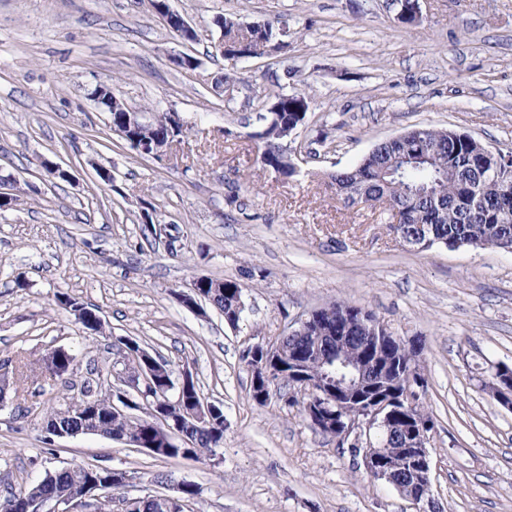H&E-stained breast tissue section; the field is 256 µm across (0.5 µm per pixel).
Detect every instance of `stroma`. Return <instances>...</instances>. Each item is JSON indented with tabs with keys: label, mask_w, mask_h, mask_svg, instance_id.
<instances>
[{
	"label": "stroma",
	"mask_w": 512,
	"mask_h": 512,
	"mask_svg": "<svg viewBox=\"0 0 512 512\" xmlns=\"http://www.w3.org/2000/svg\"><path fill=\"white\" fill-rule=\"evenodd\" d=\"M169 5L196 41L181 43L151 0H0V191L13 198L0 209V364L62 348L78 385L131 337L173 372L190 368L224 409V444L207 460L159 459L91 433L46 446L42 424L63 388L30 378L0 405V496L91 463L126 471L129 497L192 482V512H418L315 431L287 388L263 406L251 398L245 349L345 301L424 344L437 512H512V411L484 389L496 366L512 367V251L412 248L388 211L348 205L328 178L417 126L512 154V0H419L414 24L397 21L392 0ZM219 15L287 29L288 45L226 58ZM182 52L194 71L172 63ZM106 81L130 109L180 112L169 152L141 155L113 133L92 98ZM282 90L311 98L288 178L262 166L253 136ZM200 277L244 285L237 327L212 305L182 303ZM60 293L93 309L104 335L89 336Z\"/></svg>",
	"instance_id": "35a3bbf8"
}]
</instances>
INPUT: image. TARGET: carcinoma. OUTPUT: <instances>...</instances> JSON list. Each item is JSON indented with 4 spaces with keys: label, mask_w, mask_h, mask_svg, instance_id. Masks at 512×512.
I'll use <instances>...</instances> for the list:
<instances>
[{
    "label": "carcinoma",
    "mask_w": 512,
    "mask_h": 512,
    "mask_svg": "<svg viewBox=\"0 0 512 512\" xmlns=\"http://www.w3.org/2000/svg\"><path fill=\"white\" fill-rule=\"evenodd\" d=\"M287 93L275 95L280 101L281 111L270 113L271 123L268 138L262 140L260 161L263 166L276 165L288 168L289 155L284 143L292 135L289 128L300 121L299 114L286 107ZM482 144L465 133L424 127L420 133L406 132L401 140H385L353 168L338 170L331 175L336 192L351 205H373L384 198L398 208L401 223L393 230L408 237H419L427 247L435 244L473 247H512V191L508 192L491 176L477 182L470 181V174L489 164L482 152ZM404 167L405 177L395 182L380 178L385 167ZM244 286L236 280L209 279L205 284V295L210 304L224 313V321L234 327L239 321L235 310L236 299L243 296ZM314 315L331 319V324L342 325L345 321L378 322L375 315L345 302L329 303L313 309ZM312 331L307 338H284L283 354L306 355V371L317 370L312 347L315 345ZM343 353L359 355L365 352L366 343L359 327L348 330ZM381 348L384 359L399 365L388 372L383 381L386 389L403 390L402 376L409 369H418L417 355L405 351L400 342L392 338ZM45 371L52 377L62 378L69 374L68 358L60 354L54 360L43 358ZM174 384L173 372L168 364L157 366L153 371V390L139 404L161 399V392ZM115 387L96 390L90 383L83 385L79 395L93 399V405L84 403L66 406L53 412L47 425L66 432H78L94 428L104 437L128 431L144 443L157 447L155 455L162 459L189 457L205 459L215 454L224 441V421L199 423L187 432L185 445L166 448L165 435L159 432L143 414L129 422L112 413V396ZM399 420L389 425L391 436L383 437L377 445L386 460L387 471L397 485L408 488L413 483L417 468L412 456L403 449L402 426ZM107 468L99 465H76L61 468L47 474L41 481L30 486L12 490L0 500V512H26L28 502L36 498L66 499L83 489L90 480L106 474ZM198 488L188 483L182 492V504L166 509L162 504L154 505L155 512H187L185 504L194 501Z\"/></svg>",
    "instance_id": "cac0c4a2"
}]
</instances>
